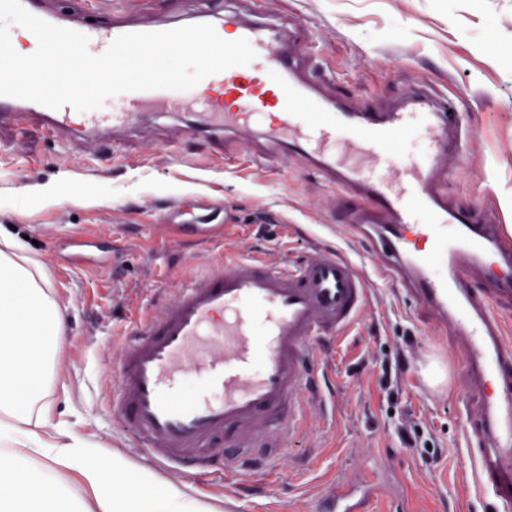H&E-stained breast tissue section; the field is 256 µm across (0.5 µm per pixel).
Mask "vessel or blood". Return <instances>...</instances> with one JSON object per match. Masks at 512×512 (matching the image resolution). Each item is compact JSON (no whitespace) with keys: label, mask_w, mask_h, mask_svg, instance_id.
Instances as JSON below:
<instances>
[{"label":"vessel or blood","mask_w":512,"mask_h":512,"mask_svg":"<svg viewBox=\"0 0 512 512\" xmlns=\"http://www.w3.org/2000/svg\"><path fill=\"white\" fill-rule=\"evenodd\" d=\"M67 25L88 36L94 55L140 30L116 11L95 24L76 13ZM235 28L255 59L193 89L123 93L109 112L0 97V128L21 122L69 146L126 131L150 112L178 110L194 114L193 134L217 144L226 130L262 127L256 160L273 151L299 153L336 187L354 240L380 244L383 279L403 288L437 337L459 336L477 410L475 481L495 512H512V350L486 305L493 295L512 298V278L479 292L469 286L484 275L487 260L511 269L512 250L502 244L500 225L449 203L441 189L444 158L467 147L459 104L419 91L393 110L352 108L322 95L324 75L305 72L279 30L243 20ZM414 130L429 151L403 168L392 154ZM369 297L364 273L334 253L282 267L257 255H225L169 289L160 316L137 318L112 406L158 465H180L203 478L219 474L228 460L252 478L268 469L274 449L302 436L304 409L320 399L312 368L321 343L343 339ZM190 370L202 388L193 403L176 404ZM221 445L222 457L214 453ZM377 490L337 479L317 512H364Z\"/></svg>","instance_id":"1"}]
</instances>
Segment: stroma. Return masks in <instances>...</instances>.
I'll list each match as a JSON object with an SVG mask.
<instances>
[{
  "label": "stroma",
  "mask_w": 512,
  "mask_h": 512,
  "mask_svg": "<svg viewBox=\"0 0 512 512\" xmlns=\"http://www.w3.org/2000/svg\"><path fill=\"white\" fill-rule=\"evenodd\" d=\"M234 19L294 23L296 56L334 72L325 94L353 106L387 108L420 87L468 107V146L450 165L449 201L494 212L512 225V0H223ZM53 10H124L149 22L193 25L196 0H49ZM192 116L148 115L113 145L97 138L60 147L12 129L0 132V229H11L40 264L66 331L48 399L102 455L133 467L150 459L124 433L110 400L121 346L138 314L159 313L165 288L224 254L257 252L270 265L354 257L372 282L364 316L319 363L338 405L335 420L307 407V432L280 450L265 488L230 474L203 481L179 467L156 475L207 497L220 512H315L339 476L378 463L400 471L401 495L368 512H493L465 452L462 356L434 337L426 317L379 279L383 258L348 238L334 187L296 153L249 159L254 129L229 134L231 160L189 131ZM59 198L47 202V188ZM401 357L399 375L383 358ZM423 430L437 457L408 448L398 425Z\"/></svg>",
  "instance_id": "35a3bbf8"
}]
</instances>
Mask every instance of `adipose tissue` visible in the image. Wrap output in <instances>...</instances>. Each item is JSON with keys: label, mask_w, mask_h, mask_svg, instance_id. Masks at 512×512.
I'll use <instances>...</instances> for the list:
<instances>
[{"label": "adipose tissue", "mask_w": 512, "mask_h": 512, "mask_svg": "<svg viewBox=\"0 0 512 512\" xmlns=\"http://www.w3.org/2000/svg\"><path fill=\"white\" fill-rule=\"evenodd\" d=\"M48 286L37 263L0 239V512H215L56 421L45 396L64 323ZM77 487L92 501L76 497Z\"/></svg>", "instance_id": "ef3b65f1"}]
</instances>
